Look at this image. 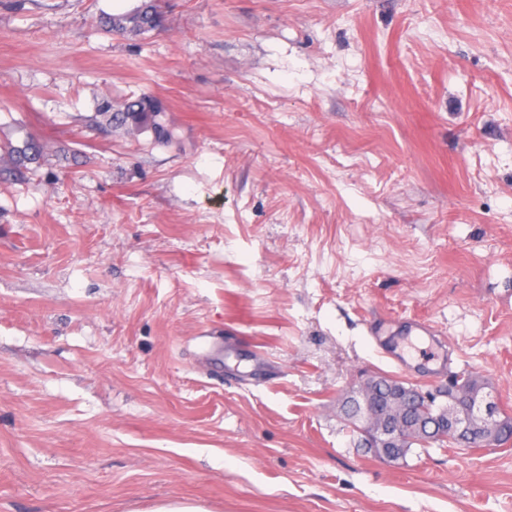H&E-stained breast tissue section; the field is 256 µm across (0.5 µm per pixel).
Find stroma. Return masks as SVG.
I'll use <instances>...</instances> for the list:
<instances>
[{
    "instance_id": "obj_1",
    "label": "stroma",
    "mask_w": 512,
    "mask_h": 512,
    "mask_svg": "<svg viewBox=\"0 0 512 512\" xmlns=\"http://www.w3.org/2000/svg\"><path fill=\"white\" fill-rule=\"evenodd\" d=\"M139 3L0 0V512H512V443L394 462L340 412L465 373L512 415V0L99 26ZM143 95L172 141L97 113Z\"/></svg>"
}]
</instances>
